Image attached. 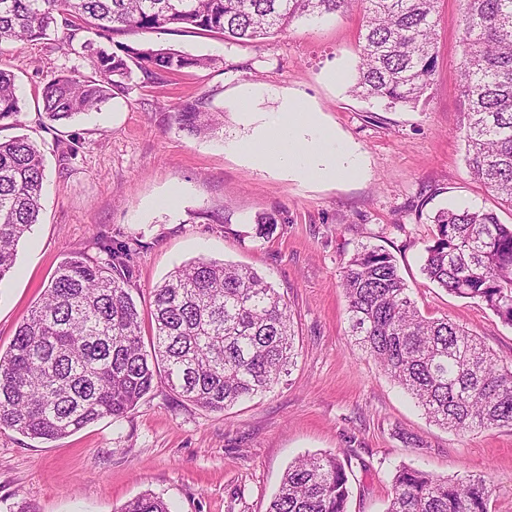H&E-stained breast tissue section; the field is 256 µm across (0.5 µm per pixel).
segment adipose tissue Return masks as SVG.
I'll return each mask as SVG.
<instances>
[{
  "label": "adipose tissue",
  "mask_w": 512,
  "mask_h": 512,
  "mask_svg": "<svg viewBox=\"0 0 512 512\" xmlns=\"http://www.w3.org/2000/svg\"><path fill=\"white\" fill-rule=\"evenodd\" d=\"M233 148L260 169L288 170L321 180L343 177L358 167L354 150L323 127L296 97L263 120L253 140L234 143Z\"/></svg>",
  "instance_id": "adipose-tissue-1"
}]
</instances>
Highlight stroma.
I'll list each match as a JSON object with an SVG mask.
<instances>
[{
	"label": "stroma",
	"instance_id": "35a3bbf8",
	"mask_svg": "<svg viewBox=\"0 0 512 512\" xmlns=\"http://www.w3.org/2000/svg\"><path fill=\"white\" fill-rule=\"evenodd\" d=\"M437 64L416 107L355 97L360 11L294 22L251 45L203 34L139 31L118 42L211 58L210 66L152 83L134 74L100 110L49 121L40 92L58 74H93L90 58L57 39L0 44L21 112L0 119V139L28 136L44 156L38 224L0 281V353L41 298L57 266L76 252L97 256L106 236L129 243L131 289L151 335L152 290L198 257L256 269L294 312L297 356L271 391L221 412L158 385L124 417L102 418L56 441L0 429V512H119L150 493L174 512H266L288 465L326 452L348 457V512H385L391 477L412 466L451 479L487 476L490 512H512V427L458 434L431 423L349 333L340 271L356 249L391 253L421 314L448 317L501 363H512V327L421 272L442 208L498 210L465 161L459 0H440ZM278 112L294 95L350 144L349 178L303 181L254 168L229 151L252 127L230 102L243 85ZM205 98L223 127L206 138L179 130L187 98ZM273 217L268 235L260 219Z\"/></svg>",
	"mask_w": 512,
	"mask_h": 512
}]
</instances>
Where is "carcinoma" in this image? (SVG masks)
<instances>
[{
    "label": "carcinoma",
    "mask_w": 512,
    "mask_h": 512,
    "mask_svg": "<svg viewBox=\"0 0 512 512\" xmlns=\"http://www.w3.org/2000/svg\"><path fill=\"white\" fill-rule=\"evenodd\" d=\"M461 92L468 105L466 162L474 179L512 211V0H460ZM362 7V45L351 92L390 106L415 107L427 92L437 55L439 0H0V43L38 41L63 31L106 40L118 33H212L251 43L296 20ZM211 59L170 48L120 44L92 54L94 76L56 75L42 109L64 123L100 109L139 70L149 80L187 73ZM20 113L14 76L0 69V118ZM204 98L181 105L176 120L196 137L222 124ZM44 164L25 136L0 140V281L14 270L18 246L38 223ZM422 272L446 292L491 310L512 326V226L493 212L443 210ZM103 260L75 253L57 268L40 302L0 353V428L26 437H68L104 417L118 419L155 385L222 411L273 389L296 355L284 297L256 271L197 258L174 268L152 291L150 347L129 293L132 252L99 239ZM349 332L430 421L457 432L512 426V365H499L448 317L418 310L393 256L362 246L341 271ZM349 479L337 455L293 462L267 512H348ZM484 477L450 480L402 466L386 512H488ZM121 512H172L145 494Z\"/></svg>",
    "instance_id": "obj_1"
}]
</instances>
